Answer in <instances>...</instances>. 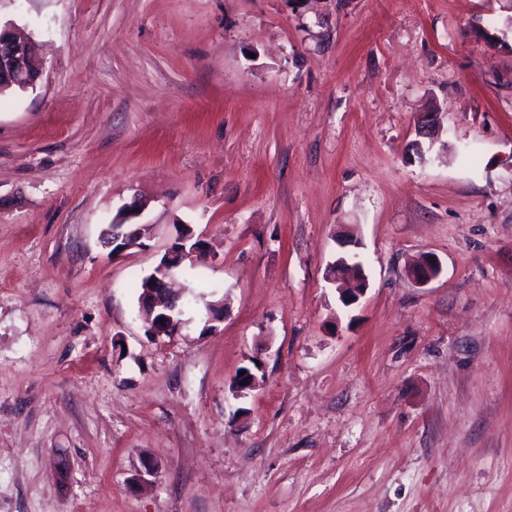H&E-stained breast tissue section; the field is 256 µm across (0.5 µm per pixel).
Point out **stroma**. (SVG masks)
I'll use <instances>...</instances> for the list:
<instances>
[{
    "label": "stroma",
    "mask_w": 512,
    "mask_h": 512,
    "mask_svg": "<svg viewBox=\"0 0 512 512\" xmlns=\"http://www.w3.org/2000/svg\"><path fill=\"white\" fill-rule=\"evenodd\" d=\"M511 4L0 0L43 55L0 94V512H512ZM179 224L153 340L130 283ZM147 208V201L134 196L130 203L122 206L115 217L113 216L111 228H108L104 241L112 247L113 255L119 256L127 250L146 246L138 226L145 224L139 219ZM204 247V240L194 239L193 233L185 225L179 224L175 241L165 252L163 263L150 274L148 285L146 276L137 283L139 298L145 290L139 301L149 336H171L178 329L180 297L172 293L169 280L188 257ZM160 319H164V323H160ZM359 254L340 256L334 263L328 265L324 279L331 284H339L336 288L339 292V299L346 307L352 306L366 294L369 282L365 272L364 264L358 259ZM359 265V267H357ZM352 273V277L349 274ZM435 260V263H432ZM441 272L439 259L431 254L424 253L414 259L406 269V274L410 280L417 285H426L437 278Z\"/></svg>",
    "instance_id": "1"
}]
</instances>
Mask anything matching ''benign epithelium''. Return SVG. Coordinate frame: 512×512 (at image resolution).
I'll return each instance as SVG.
<instances>
[{"label":"benign epithelium","instance_id":"obj_1","mask_svg":"<svg viewBox=\"0 0 512 512\" xmlns=\"http://www.w3.org/2000/svg\"><path fill=\"white\" fill-rule=\"evenodd\" d=\"M39 70L36 46L31 37L15 24L0 26V90L12 86L26 90L34 86L39 78ZM439 128L438 113L427 112L421 116L417 129L419 139L413 143L416 153H421V139H435ZM147 208V201L135 196L112 218L111 228L105 235V244L112 247V255L119 256L127 250L145 247L139 224ZM204 247V240L194 238L185 225L178 226L175 241L165 252L163 263L150 274L148 285L140 298V311L145 314L148 335L171 336L178 329L179 296L172 293L169 280L188 257ZM358 257L357 253L340 256L328 265L325 272V280L337 286L339 299L346 307L358 303L369 287L363 262H354ZM440 272V261L431 253L419 255L406 269L408 278L417 285L428 284ZM258 384L257 375L251 371L237 375L233 380L237 393L252 390Z\"/></svg>","mask_w":512,"mask_h":512}]
</instances>
